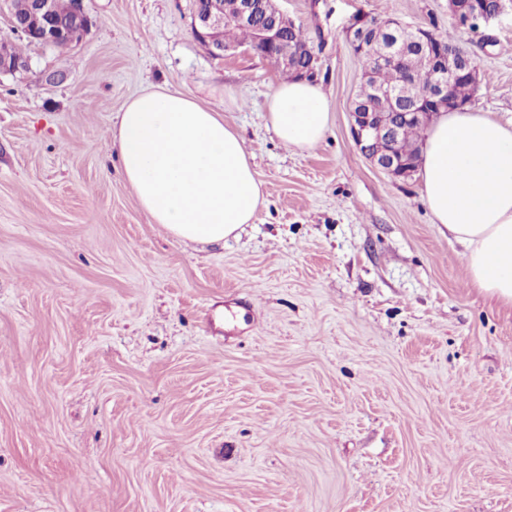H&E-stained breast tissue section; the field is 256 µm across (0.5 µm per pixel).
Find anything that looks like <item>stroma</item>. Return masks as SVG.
Returning <instances> with one entry per match:
<instances>
[{"label": "stroma", "instance_id": "obj_1", "mask_svg": "<svg viewBox=\"0 0 512 512\" xmlns=\"http://www.w3.org/2000/svg\"><path fill=\"white\" fill-rule=\"evenodd\" d=\"M282 5L332 112L311 152L266 124L283 74L210 55L194 0H84L64 49L0 12L30 60L0 75V512H512V308L417 179L360 152L345 38L359 14L455 35L487 77L469 110L507 121L512 11L464 28L448 0ZM166 84L253 156L264 201L223 245L176 240L120 175L116 113Z\"/></svg>", "mask_w": 512, "mask_h": 512}]
</instances>
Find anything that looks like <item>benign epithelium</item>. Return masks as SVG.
<instances>
[{
    "instance_id": "7a95c632",
    "label": "benign epithelium",
    "mask_w": 512,
    "mask_h": 512,
    "mask_svg": "<svg viewBox=\"0 0 512 512\" xmlns=\"http://www.w3.org/2000/svg\"><path fill=\"white\" fill-rule=\"evenodd\" d=\"M208 2L206 9L194 12L193 30L211 55L222 57L228 52L236 51V47L224 44L225 22L231 19L242 24H252L257 18L258 10L266 8L272 12V21L256 26L258 43L277 59V69L281 73L306 79L316 77L319 57H313L305 69L296 67L294 63L300 48L285 42L282 30L295 25V22L280 7L278 0H239L237 12L232 16L224 12L223 0ZM455 2L456 0H448L449 9L461 25L492 19L486 11L487 0H467L462 6L455 5ZM25 10L24 17L11 14V27L43 46L68 47L91 25V19L84 8V0H72L70 17L63 22L57 21L52 0H25ZM380 27L392 35L394 30L403 29L405 25L393 18L378 25L363 18L356 29V43L365 44L371 32ZM28 69L29 61L24 57H0V74H13ZM474 71L476 67L467 53L437 49L433 52V71L427 102L406 112H396L390 117H382L375 112L351 113V132L356 145L375 167L392 177H411L412 171L405 167L400 158L401 151L397 142L399 124L403 121L429 123L441 112L463 108L464 103L450 96L448 84L451 79Z\"/></svg>"
}]
</instances>
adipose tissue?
I'll use <instances>...</instances> for the list:
<instances>
[{
  "label": "adipose tissue",
  "mask_w": 512,
  "mask_h": 512,
  "mask_svg": "<svg viewBox=\"0 0 512 512\" xmlns=\"http://www.w3.org/2000/svg\"><path fill=\"white\" fill-rule=\"evenodd\" d=\"M329 118L323 92L307 80L280 83L268 97V122L286 148L316 149ZM112 140L139 205L179 240L223 242L263 202L241 134L187 92L138 95L119 112ZM420 195L432 223L463 245L473 285L512 305V121L440 113L427 132Z\"/></svg>",
  "instance_id": "1"
}]
</instances>
